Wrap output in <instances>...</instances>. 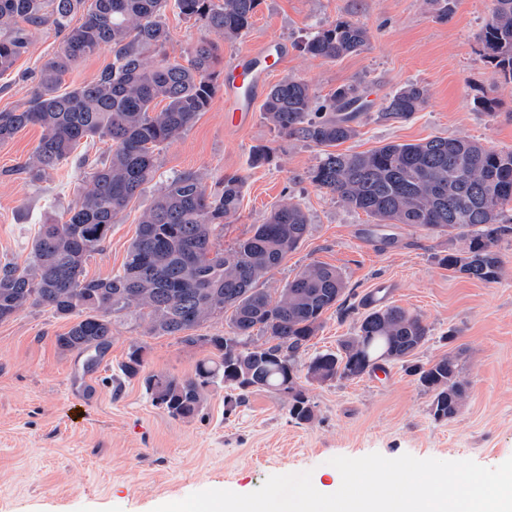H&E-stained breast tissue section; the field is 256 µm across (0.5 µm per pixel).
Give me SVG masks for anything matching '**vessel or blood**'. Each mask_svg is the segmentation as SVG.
Masks as SVG:
<instances>
[{
	"mask_svg": "<svg viewBox=\"0 0 512 512\" xmlns=\"http://www.w3.org/2000/svg\"><path fill=\"white\" fill-rule=\"evenodd\" d=\"M272 40L266 39L236 55L224 72L226 120L238 127L248 123L274 65L283 54H272Z\"/></svg>",
	"mask_w": 512,
	"mask_h": 512,
	"instance_id": "b4317fda",
	"label": "vessel or blood"
}]
</instances>
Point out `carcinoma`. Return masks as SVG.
<instances>
[{
  "instance_id": "1",
  "label": "carcinoma",
  "mask_w": 512,
  "mask_h": 512,
  "mask_svg": "<svg viewBox=\"0 0 512 512\" xmlns=\"http://www.w3.org/2000/svg\"><path fill=\"white\" fill-rule=\"evenodd\" d=\"M259 2L0 0V76L11 73L27 52L32 31L50 26L61 36L39 69L27 105L0 111V144L28 126L42 129L29 158L11 174L40 180L68 160L82 161L76 155L81 141L110 142L67 219L49 218L41 225L29 264L0 265V321L29 306L73 319L69 330L56 337L57 346L87 354L90 369L109 350L116 317L146 323L153 336L212 347L214 357L200 361L184 378L146 374L142 347L128 352L123 371L130 378L142 376L152 404L176 420L198 416L205 391L220 383L240 397L253 389L283 391L289 396L290 420L310 422L313 407L291 371L324 315L341 307L345 290L341 273L323 263L307 266L273 292L258 287L309 231L307 214L294 202L273 208L234 247H220L217 231L242 198L244 181L235 174L213 188L195 172L171 178L142 211L122 270L104 279L84 275L87 258L104 250L118 215L154 178L161 148L192 127L215 93L217 57L209 43L188 49L181 62L161 55L167 8L235 39L251 27ZM77 15L81 22L74 25ZM480 41L499 73L512 82V0H493ZM368 42L366 28L345 20L307 39L303 51L335 60L363 50ZM104 48L112 62L60 92L72 67ZM426 101L425 88L409 84L389 97L378 119L407 121ZM312 103L309 85L288 79L269 89L262 108L279 133L324 148L309 172L313 184L378 224H406L449 237L455 246L436 254L438 265L484 283L499 280L500 242L512 232V150L464 136H436L366 152L340 151L356 137L353 122L364 103L352 85L337 88L323 112L312 111ZM228 309L230 335L191 334L224 318ZM428 340L429 328L418 315L396 305L372 308L337 351L311 359L305 378L319 384L358 378L410 361ZM406 370L431 393L435 420L459 415L469 384L456 357L444 355Z\"/></svg>"
}]
</instances>
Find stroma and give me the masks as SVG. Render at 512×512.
I'll return each mask as SVG.
<instances>
[{
    "label": "stroma",
    "mask_w": 512,
    "mask_h": 512,
    "mask_svg": "<svg viewBox=\"0 0 512 512\" xmlns=\"http://www.w3.org/2000/svg\"><path fill=\"white\" fill-rule=\"evenodd\" d=\"M491 7L492 0H453L442 18L432 0H260L250 29L233 40L170 9L166 53L180 58L204 40L223 67L242 49L278 39L287 56L269 84L305 81L318 105L338 87L358 85L366 108L355 121L356 137L345 144L351 151L455 135L512 150V83L478 40ZM345 19L368 30L364 50L336 60L300 50L317 31ZM58 43L51 28L33 32L27 53L0 78V110L27 101L39 65ZM411 83L426 89L424 108L405 122L379 120L388 98ZM40 136L39 128L28 127L0 145V263L26 266L41 224L62 215L86 182L83 169L69 161L35 182L12 175ZM257 146L271 148L272 156L254 168L249 155ZM321 155V148L279 134L259 111L248 126H227L224 92L216 90L208 110L163 147L154 179L113 224L104 250L87 260L86 276L107 278L120 270L143 208L168 179L194 171L211 185L239 175L242 202L224 227L222 246L246 237L275 206L291 201L308 215L309 233L265 287H283L315 262L336 267L346 283L343 308L325 314L299 364L336 351L368 311L367 295L390 284L391 304L418 314L430 329L415 363L445 354L458 359L469 382L458 417L434 420L430 393L395 363L381 377L305 383L314 417L303 425L289 420L284 393L260 390L236 405L220 385L205 392L198 418L174 420L151 404L140 380L122 374L121 363L139 345L146 371L188 376L211 349L149 335L143 323L123 318L93 372L96 396L80 404L71 378L82 372L85 357L56 344L70 320L29 307L0 322V512H152L198 491L246 494L269 476L302 471L333 491L341 476L331 458L373 452L470 459L489 468L512 458V235L500 244L498 282L466 278L435 259L447 249V237L375 223L313 185L308 175Z\"/></svg>",
    "instance_id": "obj_1"
}]
</instances>
